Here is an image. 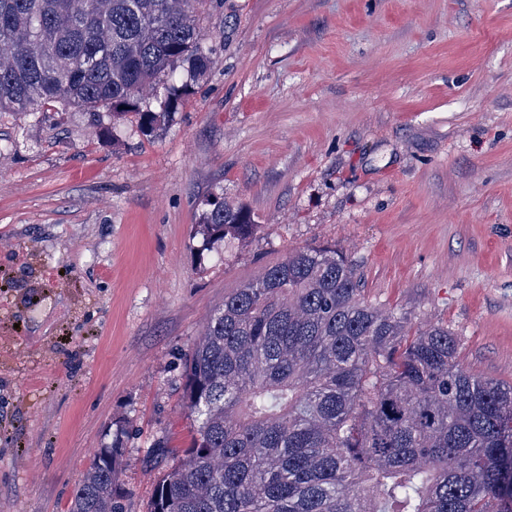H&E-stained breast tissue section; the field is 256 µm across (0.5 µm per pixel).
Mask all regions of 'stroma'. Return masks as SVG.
<instances>
[{"instance_id": "35a3bbf8", "label": "stroma", "mask_w": 512, "mask_h": 512, "mask_svg": "<svg viewBox=\"0 0 512 512\" xmlns=\"http://www.w3.org/2000/svg\"><path fill=\"white\" fill-rule=\"evenodd\" d=\"M213 63L152 135L0 114V512H68L118 444L127 512L185 447L180 359L224 296L328 245L364 294L512 382V0H201ZM223 192L259 226L204 250Z\"/></svg>"}]
</instances>
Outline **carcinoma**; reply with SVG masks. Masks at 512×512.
<instances>
[{
  "mask_svg": "<svg viewBox=\"0 0 512 512\" xmlns=\"http://www.w3.org/2000/svg\"><path fill=\"white\" fill-rule=\"evenodd\" d=\"M200 0H0V112L50 102L151 130L212 64ZM258 229L215 198L203 246ZM191 440L150 512H512V383L477 376L443 323L362 295L357 265L299 248L224 296L182 358ZM122 448L100 449L69 512H126Z\"/></svg>",
  "mask_w": 512,
  "mask_h": 512,
  "instance_id": "carcinoma-1",
  "label": "carcinoma"
}]
</instances>
